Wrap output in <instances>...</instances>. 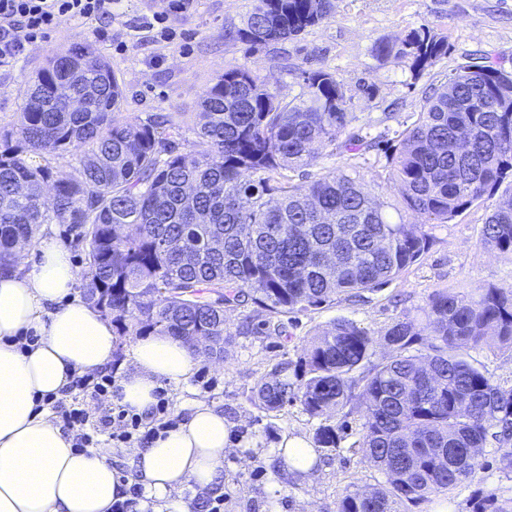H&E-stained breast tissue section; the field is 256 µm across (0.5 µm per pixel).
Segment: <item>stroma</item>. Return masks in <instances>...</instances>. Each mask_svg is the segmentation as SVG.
I'll use <instances>...</instances> for the list:
<instances>
[{
    "label": "stroma",
    "mask_w": 512,
    "mask_h": 512,
    "mask_svg": "<svg viewBox=\"0 0 512 512\" xmlns=\"http://www.w3.org/2000/svg\"><path fill=\"white\" fill-rule=\"evenodd\" d=\"M251 0H193L183 13H167L173 41H163L148 22L167 12L166 0H114L106 21H68L30 44L11 67L0 68V128L17 120L36 72L53 56L92 45L111 65L123 90L122 111L131 119L154 112L192 113L201 92L219 74L245 67L265 81L281 101L299 97L304 72L333 73L346 91L349 131L376 141L363 154L321 153L310 166L292 172L306 185L330 172L359 175L372 197L391 205L399 199L393 156L427 99L470 58L512 70V0H334L330 16L298 37L246 49L224 40L243 26ZM427 27L444 36L448 52L435 65L414 72L409 58H378L377 42L398 43L410 30ZM512 198L502 185L495 197L475 202L448 221H432L407 211L403 219L424 226L432 245L419 261L359 302L343 299L305 312L283 314L261 325L253 305L226 309L230 342L223 360L202 358L188 385L167 387V412L184 421L193 401L223 410L233 429L224 460V512H337L350 487L381 482L360 449L362 410H355L335 450L319 449L310 475L289 471L277 448L283 437L313 441L319 419L300 402L276 412L262 408L256 387L273 364L299 361L309 340L333 320L347 318L368 329L376 343L371 363L389 351L379 338L402 317L417 318L430 297L442 290L474 292L512 287V254L482 248L483 225L495 204ZM498 444L487 441L482 464L461 485L406 503L400 512H470L474 498H512V474L499 464Z\"/></svg>",
    "instance_id": "1"
}]
</instances>
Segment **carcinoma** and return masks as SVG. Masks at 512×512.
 <instances>
[{
  "instance_id": "obj_1",
  "label": "carcinoma",
  "mask_w": 512,
  "mask_h": 512,
  "mask_svg": "<svg viewBox=\"0 0 512 512\" xmlns=\"http://www.w3.org/2000/svg\"><path fill=\"white\" fill-rule=\"evenodd\" d=\"M331 8V0H252L244 25L224 39L253 48L296 37ZM373 51L408 56L421 71L448 43L421 27ZM50 83L99 93L85 111L66 112ZM346 104L342 84L323 69L306 73L300 97L285 103L239 68L202 92L191 129L181 113L130 120L112 67L91 46L68 68L53 57L18 122L0 130V271L36 227L68 224L85 246V297L112 306L121 333L210 336L218 360L229 342L227 306L251 303L272 318L338 297L355 302L417 262L430 238L372 201L357 176L291 183L288 172L322 150L372 147L348 131ZM189 131L194 149L182 152ZM44 153L74 156V173L53 179L31 159ZM394 161L397 212L446 221L492 198L512 178V71L482 58L460 67L404 132ZM481 245L512 253V199L492 209ZM382 341L391 356L352 376L369 362L373 337L339 318L304 358L276 363L258 386L266 410L297 400L312 417L344 410L361 389V447L386 481L345 491L338 512H400L467 480L488 438L512 440V388L465 358L483 346L512 349L511 287L439 291L423 321L399 318ZM291 370L299 382L288 381ZM344 426L320 425L316 447H338Z\"/></svg>"
}]
</instances>
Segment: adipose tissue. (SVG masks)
Returning <instances> with one entry per match:
<instances>
[{
  "instance_id": "ef3b65f1",
  "label": "adipose tissue",
  "mask_w": 512,
  "mask_h": 512,
  "mask_svg": "<svg viewBox=\"0 0 512 512\" xmlns=\"http://www.w3.org/2000/svg\"><path fill=\"white\" fill-rule=\"evenodd\" d=\"M77 280L68 249L40 236L0 274V512H113L134 485L140 512H187L182 489L213 491L224 473L230 427L216 406L194 401L175 429L130 449L125 474L112 447L76 448L42 406L75 377L101 371L116 349L111 324L74 296ZM29 332L34 342L21 344ZM199 360L181 339L137 338L117 382L122 404L150 413L158 390L188 383Z\"/></svg>"
}]
</instances>
